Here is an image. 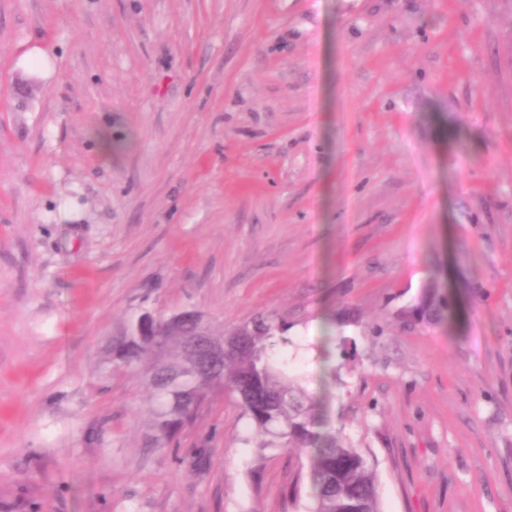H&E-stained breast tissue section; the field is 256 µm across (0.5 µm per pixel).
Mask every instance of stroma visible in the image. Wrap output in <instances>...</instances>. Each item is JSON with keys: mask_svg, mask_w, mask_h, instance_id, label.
<instances>
[{"mask_svg": "<svg viewBox=\"0 0 512 512\" xmlns=\"http://www.w3.org/2000/svg\"><path fill=\"white\" fill-rule=\"evenodd\" d=\"M184 309L285 328L382 512H512V0H0V512H309L232 396L151 444L107 347ZM408 312L418 323H451L455 319V311L449 299L436 285L427 287Z\"/></svg>", "mask_w": 512, "mask_h": 512, "instance_id": "obj_1", "label": "stroma"}]
</instances>
